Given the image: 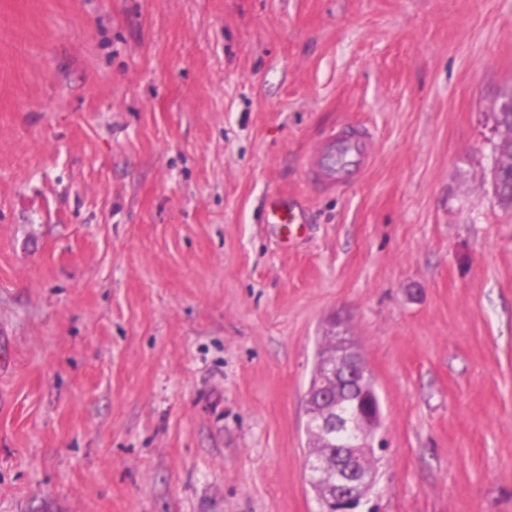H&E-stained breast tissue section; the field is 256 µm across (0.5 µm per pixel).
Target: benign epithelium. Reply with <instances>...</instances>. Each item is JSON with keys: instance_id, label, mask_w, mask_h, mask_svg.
Wrapping results in <instances>:
<instances>
[{"instance_id": "1", "label": "benign epithelium", "mask_w": 512, "mask_h": 512, "mask_svg": "<svg viewBox=\"0 0 512 512\" xmlns=\"http://www.w3.org/2000/svg\"><path fill=\"white\" fill-rule=\"evenodd\" d=\"M368 376L360 354L339 347L329 366L323 372L327 387H339L344 383L359 382ZM381 408L371 407L363 419H358L352 406L338 400L329 413L320 418L319 428L324 434H334L350 448H369L370 439L381 423ZM305 469L308 481H325L332 490L324 503L323 512H359L362 500L367 496L373 480L353 460L344 459L333 470L324 468L318 457L307 456Z\"/></svg>"}]
</instances>
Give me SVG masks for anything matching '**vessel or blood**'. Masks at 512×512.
<instances>
[{"mask_svg":"<svg viewBox=\"0 0 512 512\" xmlns=\"http://www.w3.org/2000/svg\"><path fill=\"white\" fill-rule=\"evenodd\" d=\"M376 151L375 137L369 128L349 132L334 129L317 146L306 167L322 191L334 192L368 168ZM266 224H296L300 218L278 193L268 195L262 208Z\"/></svg>","mask_w":512,"mask_h":512,"instance_id":"b4317fda","label":"vessel or blood"}]
</instances>
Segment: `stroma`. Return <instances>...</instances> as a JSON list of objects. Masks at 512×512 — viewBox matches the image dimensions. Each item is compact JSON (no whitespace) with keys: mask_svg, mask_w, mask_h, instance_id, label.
I'll return each instance as SVG.
<instances>
[{"mask_svg":"<svg viewBox=\"0 0 512 512\" xmlns=\"http://www.w3.org/2000/svg\"><path fill=\"white\" fill-rule=\"evenodd\" d=\"M509 96L512 0H0V512H318L333 336L371 512H512ZM500 111L497 112V123L502 126L506 135L495 146L497 155L493 169L491 171V179L499 201L512 205V158L511 141L509 134L512 132V98L505 100L500 105ZM506 158V160H505ZM375 151V137L369 128L351 133L340 127L320 142L306 167L322 191L336 192L366 171ZM294 209L288 206V202L284 200L281 194L273 193L268 195L262 208V223L280 225L301 224L299 215ZM326 386H336V403L329 413L319 420V428L323 434H336V439H343L350 448H370V439L381 423V408L370 406L361 423L351 405L340 401L337 392L343 383L360 382L368 376L366 367L356 350L337 347L336 355L322 374ZM306 433L311 448L318 451L326 463L336 464V458L351 455L350 448L336 445V439H323L316 433L315 426L307 422Z\"/></svg>","mask_w":512,"mask_h":512,"instance_id":"stroma-1","label":"stroma"}]
</instances>
